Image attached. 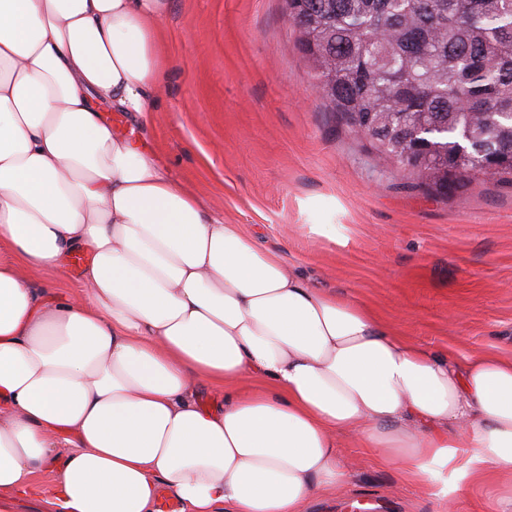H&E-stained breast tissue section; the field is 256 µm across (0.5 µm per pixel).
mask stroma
Instances as JSON below:
<instances>
[{"label":"stroma","instance_id":"35a3bbf8","mask_svg":"<svg viewBox=\"0 0 512 512\" xmlns=\"http://www.w3.org/2000/svg\"><path fill=\"white\" fill-rule=\"evenodd\" d=\"M168 65L138 122L107 118L175 183L304 280L426 349L512 359V181L407 185L315 93L286 0H171ZM346 480L306 512H437L353 440Z\"/></svg>","mask_w":512,"mask_h":512}]
</instances>
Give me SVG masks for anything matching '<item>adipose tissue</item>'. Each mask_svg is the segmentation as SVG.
<instances>
[{
	"mask_svg": "<svg viewBox=\"0 0 512 512\" xmlns=\"http://www.w3.org/2000/svg\"><path fill=\"white\" fill-rule=\"evenodd\" d=\"M170 0H0V496L48 512H304L340 438L512 512V360L436 355L208 213L138 119ZM85 253L72 298L28 278ZM220 405H200L204 388ZM54 489L45 479L35 492L26 496H1L0 512H40L42 500L53 494Z\"/></svg>",
	"mask_w": 512,
	"mask_h": 512,
	"instance_id": "ef3b65f1",
	"label": "adipose tissue"
}]
</instances>
